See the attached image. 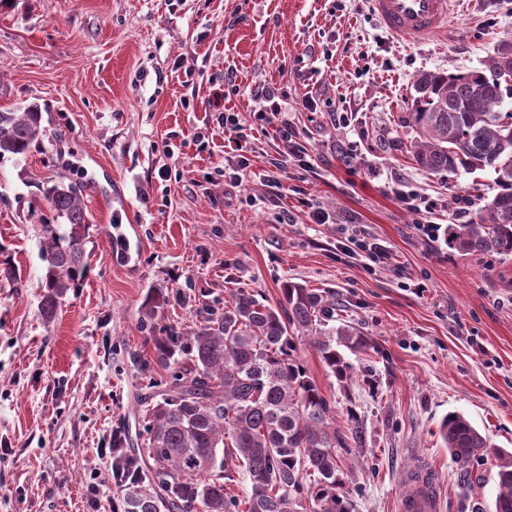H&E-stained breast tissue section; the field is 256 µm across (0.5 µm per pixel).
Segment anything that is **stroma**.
Listing matches in <instances>:
<instances>
[{
  "label": "stroma",
  "instance_id": "stroma-1",
  "mask_svg": "<svg viewBox=\"0 0 512 512\" xmlns=\"http://www.w3.org/2000/svg\"><path fill=\"white\" fill-rule=\"evenodd\" d=\"M510 42L512 0H458L425 42L389 33L370 0H0V110L38 105L46 128L25 159H0V245L21 273L0 277V512H110L112 430L138 425L132 356L151 351L148 292L251 288L275 305L286 281L333 295L337 324L374 344L349 355L345 383L298 348L337 427L352 411L363 422L364 452L344 459L355 512H398L404 474L427 462L441 512H489L495 457L463 490L439 424L463 413L512 451V256H462L414 229L403 196L438 199L430 221L445 226L494 183L418 169L402 118L419 73L484 69ZM261 89L309 163L289 157L278 188L265 173L287 146L279 115L254 123ZM228 112L246 156L226 147ZM62 177L87 184L88 274L47 324L42 188ZM117 225L142 244L126 263L112 261ZM349 228L392 262L368 273L344 251Z\"/></svg>",
  "mask_w": 512,
  "mask_h": 512
}]
</instances>
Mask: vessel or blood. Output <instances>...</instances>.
Segmentation results:
<instances>
[{"label": "vessel or blood", "mask_w": 512, "mask_h": 512, "mask_svg": "<svg viewBox=\"0 0 512 512\" xmlns=\"http://www.w3.org/2000/svg\"><path fill=\"white\" fill-rule=\"evenodd\" d=\"M452 0H371L380 23L391 33L426 41L446 31ZM399 512H439V477L424 466L408 471Z\"/></svg>", "instance_id": "b4317fda"}]
</instances>
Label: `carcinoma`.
I'll use <instances>...</instances> for the list:
<instances>
[{
    "mask_svg": "<svg viewBox=\"0 0 512 512\" xmlns=\"http://www.w3.org/2000/svg\"><path fill=\"white\" fill-rule=\"evenodd\" d=\"M501 54L485 71L420 73L403 120L406 150L427 173H494L492 199L468 223L448 225V247L472 257L512 255V109H504L512 82L502 79ZM44 132L36 107L0 112V158L26 157ZM84 192L64 177L44 189L59 220L41 225L46 321L87 272ZM171 302L196 309L192 331L159 325ZM335 314V300L288 281L276 306L250 288L224 302L180 290L149 296L138 329L153 350L134 359L148 380L137 396L142 445L130 447L121 428L112 433V512H354L341 453L363 449L362 426L355 416L344 432L333 426L330 402L295 356L305 338L339 382L352 378L344 351L373 344L350 325L325 328ZM440 437L458 484L471 489L487 438L460 412L443 418ZM496 467L493 512H512V452L498 453ZM242 480L244 498L235 493Z\"/></svg>",
    "mask_w": 512,
    "mask_h": 512,
    "instance_id": "cac0c4a2",
    "label": "carcinoma"
}]
</instances>
